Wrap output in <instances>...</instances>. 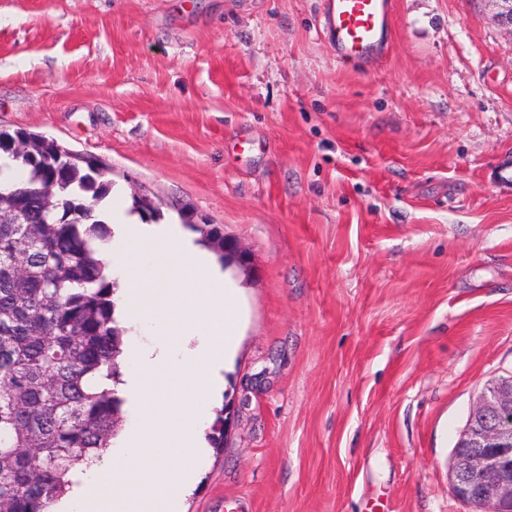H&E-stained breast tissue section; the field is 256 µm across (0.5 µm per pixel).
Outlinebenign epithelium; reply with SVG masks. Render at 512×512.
Returning a JSON list of instances; mask_svg holds the SVG:
<instances>
[{
    "instance_id": "benign-epithelium-1",
    "label": "benign epithelium",
    "mask_w": 512,
    "mask_h": 512,
    "mask_svg": "<svg viewBox=\"0 0 512 512\" xmlns=\"http://www.w3.org/2000/svg\"><path fill=\"white\" fill-rule=\"evenodd\" d=\"M451 486L483 512H512V376L478 394L453 452Z\"/></svg>"
}]
</instances>
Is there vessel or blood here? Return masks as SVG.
Masks as SVG:
<instances>
[{"label": "vessel or blood", "instance_id": "1", "mask_svg": "<svg viewBox=\"0 0 512 512\" xmlns=\"http://www.w3.org/2000/svg\"><path fill=\"white\" fill-rule=\"evenodd\" d=\"M393 0H324L323 28L337 57L372 61L389 43Z\"/></svg>", "mask_w": 512, "mask_h": 512}]
</instances>
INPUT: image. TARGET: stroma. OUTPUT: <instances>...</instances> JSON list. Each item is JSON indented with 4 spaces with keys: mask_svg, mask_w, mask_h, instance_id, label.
<instances>
[{
    "mask_svg": "<svg viewBox=\"0 0 512 512\" xmlns=\"http://www.w3.org/2000/svg\"><path fill=\"white\" fill-rule=\"evenodd\" d=\"M394 2L383 58L345 62L323 0H0V129L244 252L182 512H473L452 451L512 375V29Z\"/></svg>",
    "mask_w": 512,
    "mask_h": 512,
    "instance_id": "obj_1",
    "label": "stroma"
}]
</instances>
